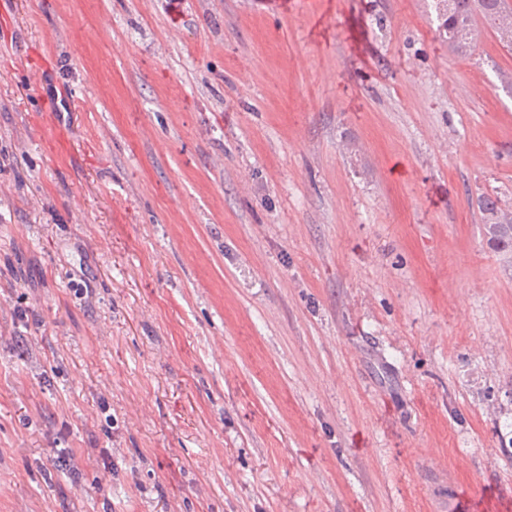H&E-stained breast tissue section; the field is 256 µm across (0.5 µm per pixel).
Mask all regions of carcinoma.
<instances>
[{
	"mask_svg": "<svg viewBox=\"0 0 512 512\" xmlns=\"http://www.w3.org/2000/svg\"><path fill=\"white\" fill-rule=\"evenodd\" d=\"M443 9L437 14L438 28L448 37V44L463 54L470 48L471 27L475 14L482 17L499 33L502 40L512 42V30L501 27L507 12L505 0H442ZM485 220L484 230L494 246L512 247V216L503 212L499 200L486 196L479 202Z\"/></svg>",
	"mask_w": 512,
	"mask_h": 512,
	"instance_id": "carcinoma-1",
	"label": "carcinoma"
}]
</instances>
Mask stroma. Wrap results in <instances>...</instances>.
I'll use <instances>...</instances> for the list:
<instances>
[{"instance_id": "stroma-1", "label": "stroma", "mask_w": 512, "mask_h": 512, "mask_svg": "<svg viewBox=\"0 0 512 512\" xmlns=\"http://www.w3.org/2000/svg\"><path fill=\"white\" fill-rule=\"evenodd\" d=\"M475 23L0 0V512H512V45ZM499 200L491 196L483 197L479 208L485 220L484 230L488 240L493 246L512 247V218L505 214Z\"/></svg>"}]
</instances>
